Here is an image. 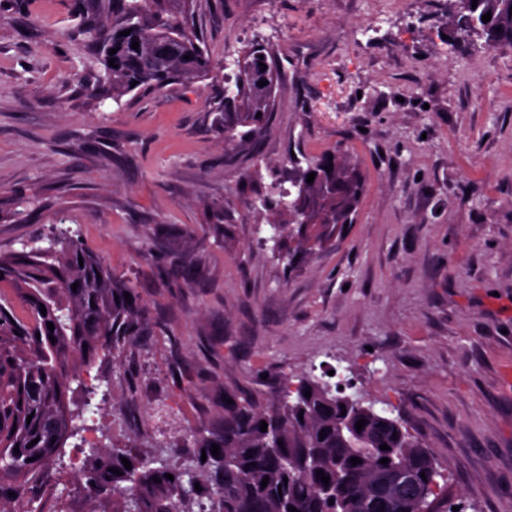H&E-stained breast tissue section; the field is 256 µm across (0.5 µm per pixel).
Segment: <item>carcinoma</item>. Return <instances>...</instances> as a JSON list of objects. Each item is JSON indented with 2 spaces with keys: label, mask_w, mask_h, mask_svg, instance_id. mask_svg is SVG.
I'll use <instances>...</instances> for the list:
<instances>
[{
  "label": "carcinoma",
  "mask_w": 512,
  "mask_h": 512,
  "mask_svg": "<svg viewBox=\"0 0 512 512\" xmlns=\"http://www.w3.org/2000/svg\"><path fill=\"white\" fill-rule=\"evenodd\" d=\"M197 2L87 0L85 28L104 68L95 79L107 84L112 99L133 91V82L160 90L193 84L213 72L192 26ZM450 2L453 41L481 37L489 46H512V0H478L475 7L472 0ZM488 12L490 21H482ZM124 30L130 34L119 35ZM135 41L136 50L131 48ZM161 43L170 46L164 57L156 54ZM112 48L117 49L113 55ZM265 55V48L254 45L243 51L244 65L235 75V111L225 113L221 130L226 144L235 142L236 124L264 126L272 101L254 85L261 64L274 72ZM111 58L117 67L109 65ZM312 172L315 179L308 183ZM298 177L312 215L323 211L333 217L347 201L345 194L327 189L328 179H336L345 193L360 187L357 166L349 158H325ZM2 284L14 288L23 315L14 314L12 301L0 303V474L14 478L7 487L0 482V512H16V498L23 495L25 512H43L33 491L60 455L68 429L66 394L79 380L70 361L112 355L113 337L138 334L141 313L125 300L129 286L66 232L47 247L0 255ZM306 390L311 391L308 398ZM280 398L279 406L267 412L249 404L232 406L224 416V434L195 436V446L206 452L204 462L176 465L154 457L132 459L127 469L122 449L105 448L92 452L73 484L90 496L112 492V512H194L191 503L199 512H289L291 506L297 512H430L435 500L448 498L432 453L413 441L399 420L334 394L309 374L295 383L287 380ZM360 419L366 423L358 430ZM263 421L265 432L260 430ZM384 444L389 449H380ZM214 445L220 447L217 457L211 453ZM352 457L361 463L352 465ZM383 458L389 462L380 463ZM319 470L329 477V495ZM265 478L269 483L264 486Z\"/></svg>",
  "instance_id": "1"
}]
</instances>
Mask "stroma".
I'll list each match as a JSON object with an SVG mask.
<instances>
[{"instance_id":"stroma-1","label":"stroma","mask_w":512,"mask_h":512,"mask_svg":"<svg viewBox=\"0 0 512 512\" xmlns=\"http://www.w3.org/2000/svg\"><path fill=\"white\" fill-rule=\"evenodd\" d=\"M0 8V254L78 232L145 317L75 362V428L38 489L46 512H110L65 490L90 447L199 455L224 396L263 410L286 379L344 369V395L399 419L467 512H512V48L451 47L448 0H201L216 77L98 102L78 0ZM280 79L260 134L227 146L224 87L247 46ZM353 155L342 237L286 261L258 195L296 164ZM223 223H212L213 212Z\"/></svg>"}]
</instances>
